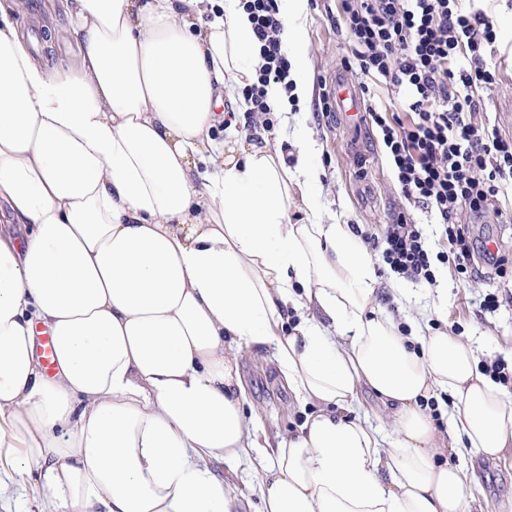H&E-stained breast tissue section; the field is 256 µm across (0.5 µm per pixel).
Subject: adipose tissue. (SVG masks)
Listing matches in <instances>:
<instances>
[{
	"mask_svg": "<svg viewBox=\"0 0 512 512\" xmlns=\"http://www.w3.org/2000/svg\"><path fill=\"white\" fill-rule=\"evenodd\" d=\"M304 8L283 0L281 38L307 100ZM69 31L77 66L49 69L0 0V467L53 512H243L204 461L261 448L262 512H471L448 457L511 453L512 393L468 337L383 315L349 225L292 221L311 141L291 168L215 140L259 62L239 0H71ZM269 347L318 407L273 439L239 370ZM365 391L388 430L357 416ZM444 393L441 430L425 403Z\"/></svg>",
	"mask_w": 512,
	"mask_h": 512,
	"instance_id": "adipose-tissue-1",
	"label": "adipose tissue"
}]
</instances>
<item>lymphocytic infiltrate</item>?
<instances>
[{"label":"lymphocytic infiltrate","instance_id":"lymphocytic-infiltrate-1","mask_svg":"<svg viewBox=\"0 0 512 512\" xmlns=\"http://www.w3.org/2000/svg\"><path fill=\"white\" fill-rule=\"evenodd\" d=\"M260 43L257 79L246 88L266 129H273L264 103L270 83L287 84L289 62L282 49L277 0H242ZM342 24L364 77L404 89L401 111L367 105L405 200L381 238L373 240L384 264L415 283L435 281L443 263L461 276L474 275L475 261L499 268L500 254L455 223L459 207L480 215L512 188V138L477 123L479 88L493 80L482 54L496 39L490 18L463 9L462 0H340ZM437 213L448 250L431 252L410 207Z\"/></svg>","mask_w":512,"mask_h":512}]
</instances>
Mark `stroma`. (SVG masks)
I'll return each instance as SVG.
<instances>
[{
	"label": "stroma",
	"instance_id": "obj_1",
	"mask_svg": "<svg viewBox=\"0 0 512 512\" xmlns=\"http://www.w3.org/2000/svg\"><path fill=\"white\" fill-rule=\"evenodd\" d=\"M16 21L34 51L58 69H67L76 61L75 49L68 34L66 0H18ZM473 6L491 16L496 39L485 45L482 53L495 75L492 85L480 89L484 106L478 117L506 137H512V0H474ZM336 0H307L301 18L305 30V51L310 63L313 95L302 102L289 99V115H275V125L268 134V145L281 147L302 138L315 145L313 163L319 172L320 187L311 209H296L294 221L303 223L310 216L321 217L323 223L350 225L356 238L380 234L391 220L402 200L400 187L385 155L376 125L364 123L358 128L346 127L339 112L322 110V93L332 89L337 77L360 82L361 77L346 66L351 57L346 32L337 30L330 14ZM56 30L51 50H43L44 24ZM456 223L481 229L483 235L499 240L505 258L502 274H486L478 279L455 276L447 266L437 265L436 282L413 283L393 276L388 267L374 262L373 276L382 312L396 323H403L407 309H423L429 319L424 332L451 329L472 337L480 348L483 362L499 358L502 351L512 349V222H501L496 215L478 218L468 210H459ZM401 289L407 305L393 299L394 289ZM495 293L499 307L494 312L482 311L480 295ZM241 373L247 387V400L258 423L268 435L297 431L313 406L299 405L281 385L278 370L270 355L248 354L243 358ZM473 467L478 481L473 488L472 512H512V455L487 460L478 455L465 459ZM208 469L249 500L253 512L261 503L258 489L261 470L256 461L244 458L236 462L208 459ZM34 479L25 472L15 473L4 492L0 493V512H40Z\"/></svg>",
	"mask_w": 512,
	"mask_h": 512
}]
</instances>
